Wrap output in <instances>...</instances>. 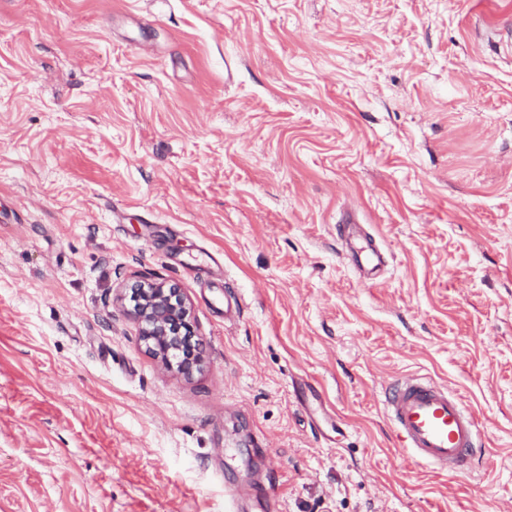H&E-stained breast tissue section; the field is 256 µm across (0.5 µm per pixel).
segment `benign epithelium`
<instances>
[{"mask_svg":"<svg viewBox=\"0 0 512 512\" xmlns=\"http://www.w3.org/2000/svg\"><path fill=\"white\" fill-rule=\"evenodd\" d=\"M137 303L129 309L140 324L141 340L154 356L166 361L172 352L184 357L177 368L191 373L200 361L193 345L183 337L192 335L191 310L181 289L167 282H139L131 288Z\"/></svg>","mask_w":512,"mask_h":512,"instance_id":"obj_1","label":"benign epithelium"}]
</instances>
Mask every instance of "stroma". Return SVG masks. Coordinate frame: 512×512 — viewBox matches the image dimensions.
I'll use <instances>...</instances> for the list:
<instances>
[{
	"instance_id": "1",
	"label": "stroma",
	"mask_w": 512,
	"mask_h": 512,
	"mask_svg": "<svg viewBox=\"0 0 512 512\" xmlns=\"http://www.w3.org/2000/svg\"><path fill=\"white\" fill-rule=\"evenodd\" d=\"M141 280L192 374L115 305ZM403 374L475 415L470 474L401 448ZM231 489L512 512V0H0V512ZM137 298L130 314L140 324L141 340L146 349L166 364L171 352H185L177 368L191 373L200 361L192 343L185 344L184 336H192L191 310L181 289L167 282H139L131 289ZM129 295V297L131 296Z\"/></svg>"
}]
</instances>
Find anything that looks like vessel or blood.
I'll return each instance as SVG.
<instances>
[{
	"label": "vessel or blood",
	"mask_w": 512,
	"mask_h": 512,
	"mask_svg": "<svg viewBox=\"0 0 512 512\" xmlns=\"http://www.w3.org/2000/svg\"><path fill=\"white\" fill-rule=\"evenodd\" d=\"M385 410L403 448L414 457L442 473L469 472L480 446L479 424L447 386L402 376L388 387Z\"/></svg>",
	"instance_id": "b4317fda"
}]
</instances>
